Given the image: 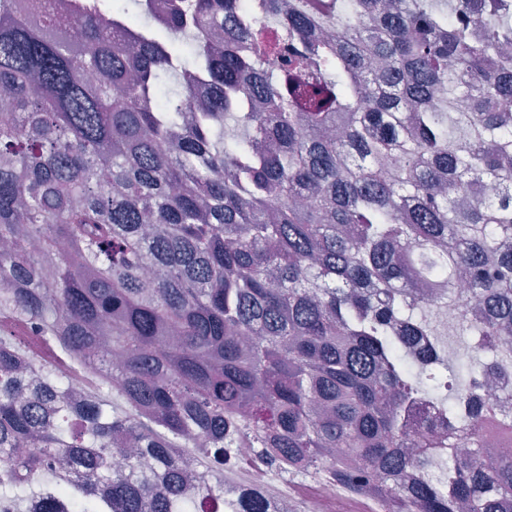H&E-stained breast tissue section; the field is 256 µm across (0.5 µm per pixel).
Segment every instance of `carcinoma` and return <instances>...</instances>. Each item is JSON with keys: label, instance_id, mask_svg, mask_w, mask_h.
Wrapping results in <instances>:
<instances>
[{"label": "carcinoma", "instance_id": "carcinoma-1", "mask_svg": "<svg viewBox=\"0 0 512 512\" xmlns=\"http://www.w3.org/2000/svg\"><path fill=\"white\" fill-rule=\"evenodd\" d=\"M144 9L0 0V455L48 478L0 501L268 512L182 463L246 447L385 512H512V4Z\"/></svg>", "mask_w": 512, "mask_h": 512}]
</instances>
